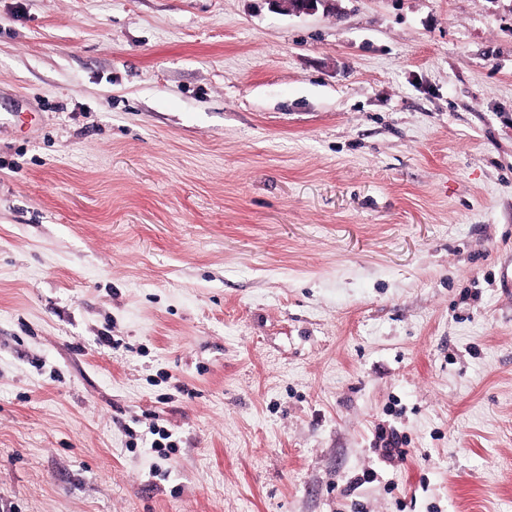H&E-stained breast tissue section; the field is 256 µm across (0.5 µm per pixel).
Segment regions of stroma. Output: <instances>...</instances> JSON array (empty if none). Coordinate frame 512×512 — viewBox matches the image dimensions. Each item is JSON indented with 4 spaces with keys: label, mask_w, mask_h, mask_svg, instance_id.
I'll use <instances>...</instances> for the list:
<instances>
[{
    "label": "stroma",
    "mask_w": 512,
    "mask_h": 512,
    "mask_svg": "<svg viewBox=\"0 0 512 512\" xmlns=\"http://www.w3.org/2000/svg\"><path fill=\"white\" fill-rule=\"evenodd\" d=\"M0 512H512V0H0ZM148 434L153 437L150 448L157 452L160 458L168 460L171 458V455L176 453V445L174 441L169 440L171 435L164 429L155 424H149L139 436H147ZM377 438L381 444V452L385 461L392 462L394 459H403L406 450L401 448L407 441L400 435L397 429L380 427L377 432Z\"/></svg>",
    "instance_id": "obj_1"
}]
</instances>
